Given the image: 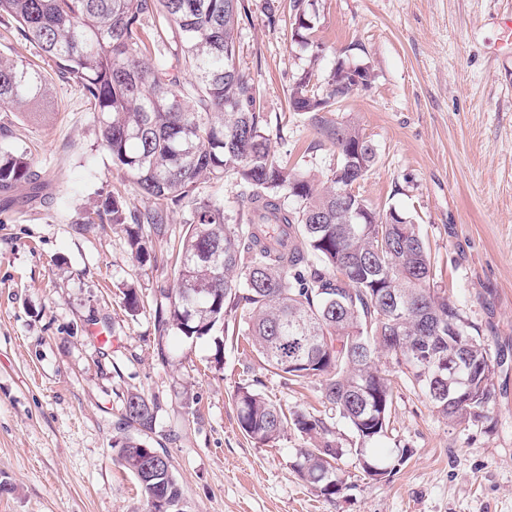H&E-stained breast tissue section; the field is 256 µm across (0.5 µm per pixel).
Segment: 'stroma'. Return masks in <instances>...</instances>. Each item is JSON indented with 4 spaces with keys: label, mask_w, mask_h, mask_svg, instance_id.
I'll return each instance as SVG.
<instances>
[{
    "label": "stroma",
    "mask_w": 512,
    "mask_h": 512,
    "mask_svg": "<svg viewBox=\"0 0 512 512\" xmlns=\"http://www.w3.org/2000/svg\"><path fill=\"white\" fill-rule=\"evenodd\" d=\"M316 37L291 42L253 8L238 32L239 63L278 121L272 147L304 171L336 155L288 89L307 66L369 67L368 87L337 112L377 150L359 193L376 209L411 214L429 246L435 286L503 358L489 417L454 424L414 389L394 360L386 435L369 453L389 475L355 464L358 441L329 425L345 481L320 495L294 468L317 438L288 428L261 442L239 427L240 388L275 404L324 413L318 380L287 385L247 345L239 313L214 335L158 344L153 310L174 288L172 249L189 202L172 206L156 259L139 265L121 227L84 223L110 194L131 195L102 147L96 114L53 81L44 119L0 112L47 182L44 201L0 207V512H144L136 478L118 461L124 399L159 406L151 445L166 452L189 512H512V0H315ZM141 299L124 306L126 288Z\"/></svg>",
    "instance_id": "1"
}]
</instances>
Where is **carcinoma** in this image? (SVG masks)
<instances>
[{"mask_svg": "<svg viewBox=\"0 0 512 512\" xmlns=\"http://www.w3.org/2000/svg\"><path fill=\"white\" fill-rule=\"evenodd\" d=\"M291 40L326 51L315 38L313 0H289ZM280 6L265 0L267 22ZM249 0H0V25L36 46L57 78L77 87L97 112L101 145L135 192L154 203L140 211L119 196L95 211L124 226L134 260L151 261L153 240L167 234L169 205L192 203L176 255L177 287L162 290L154 309L158 340L172 330L188 339L208 336L228 311L242 309L248 343L287 383L321 382L325 407L361 442L352 448L364 472L376 474L364 444L383 436L393 404L391 379L380 358L414 363L411 381L453 423L488 419L495 365L479 329L434 288L426 242L413 218L393 207L369 209L354 224L336 204V178L288 165L271 146V120L254 79L238 63L237 30ZM180 51L168 58L167 44ZM370 70L340 61L320 79L303 71L289 89V108L305 115L343 159L361 146L365 169L376 161L359 126L336 128L326 113L368 85ZM51 88L45 71L24 59L0 58V112L39 116ZM231 173L241 187L239 216L195 196L197 184ZM42 190L27 148L0 147V194ZM411 227L399 232V223ZM409 293L405 316L390 326L382 316L393 293ZM238 423L249 437L271 441L291 425L323 438L302 449L296 472L325 497L342 490L338 450L326 419L286 411L242 388ZM158 406L138 392L124 399L118 461L137 479L146 512H181L184 492L169 459L151 472L126 453L149 446Z\"/></svg>", "mask_w": 512, "mask_h": 512, "instance_id": "1", "label": "carcinoma"}]
</instances>
